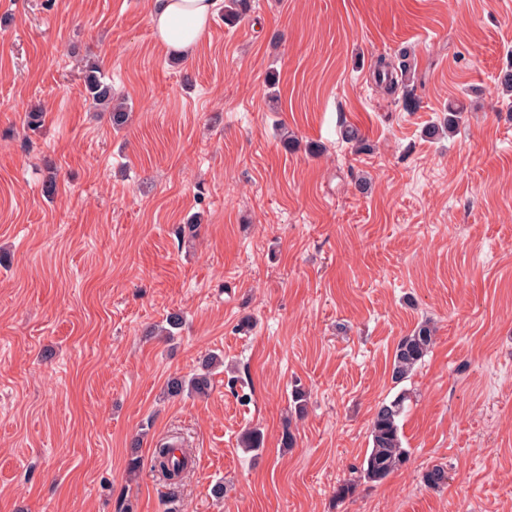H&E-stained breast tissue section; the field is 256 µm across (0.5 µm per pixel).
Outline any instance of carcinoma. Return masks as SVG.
<instances>
[{
  "label": "carcinoma",
  "mask_w": 512,
  "mask_h": 512,
  "mask_svg": "<svg viewBox=\"0 0 512 512\" xmlns=\"http://www.w3.org/2000/svg\"><path fill=\"white\" fill-rule=\"evenodd\" d=\"M250 10V0H226L224 3V23L232 25ZM86 100L109 113L112 126L120 128L127 123L129 112L125 102L114 99L112 86L101 76L99 65L88 62L82 66ZM436 328L425 321L413 331L400 337L394 349L392 360V380L401 383L415 371L434 344ZM224 364L217 354H206L196 373L189 379L174 378L167 384V393L179 397L184 393L205 395L212 386V370ZM407 392L398 393L392 400L382 402L376 409L371 422V448L359 467L356 477L343 481L336 488V498L344 500L354 494L362 483H376L385 480L401 468L407 461L408 451L403 447L400 418L406 411ZM241 444L250 451H258L263 446V434L257 429H248L241 437ZM152 467L176 480L189 468V459L176 458L174 449L165 444L154 449ZM422 483L433 490L448 485V470L443 465H433L421 474Z\"/></svg>",
  "instance_id": "carcinoma-1"
}]
</instances>
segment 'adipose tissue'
Segmentation results:
<instances>
[{"mask_svg":"<svg viewBox=\"0 0 512 512\" xmlns=\"http://www.w3.org/2000/svg\"><path fill=\"white\" fill-rule=\"evenodd\" d=\"M216 0H151L158 44L168 54L190 56L201 41Z\"/></svg>","mask_w":512,"mask_h":512,"instance_id":"1","label":"adipose tissue"}]
</instances>
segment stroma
Segmentation results:
<instances>
[{
    "mask_svg": "<svg viewBox=\"0 0 512 512\" xmlns=\"http://www.w3.org/2000/svg\"><path fill=\"white\" fill-rule=\"evenodd\" d=\"M403 48L392 98L373 66ZM88 59L131 109L121 131L85 100ZM511 61L512 0H254L179 61L149 0H0V512H512ZM452 103L457 132L428 138ZM172 311L185 326L149 335ZM425 320L435 343L394 384ZM211 351L209 394L167 397ZM403 389L406 464L338 501ZM172 436L196 459L176 487L150 463ZM435 335V326L425 321L400 337L392 360L391 377L394 383H401L411 376L433 346Z\"/></svg>",
    "mask_w": 512,
    "mask_h": 512,
    "instance_id": "obj_1",
    "label": "stroma"
}]
</instances>
